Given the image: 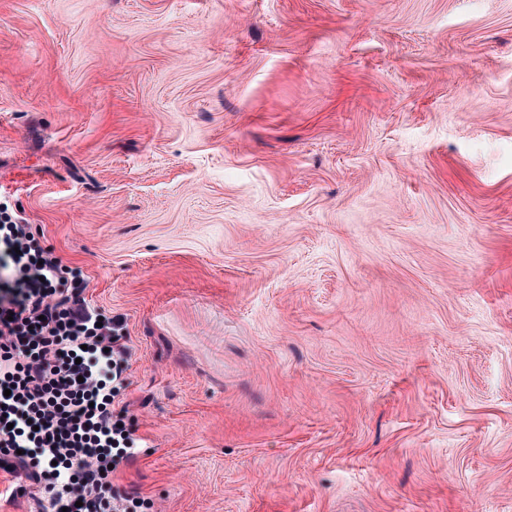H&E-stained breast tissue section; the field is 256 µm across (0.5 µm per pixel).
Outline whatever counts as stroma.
Returning a JSON list of instances; mask_svg holds the SVG:
<instances>
[{
	"mask_svg": "<svg viewBox=\"0 0 512 512\" xmlns=\"http://www.w3.org/2000/svg\"><path fill=\"white\" fill-rule=\"evenodd\" d=\"M0 200L131 348L154 512H512V0H0Z\"/></svg>",
	"mask_w": 512,
	"mask_h": 512,
	"instance_id": "obj_1",
	"label": "stroma"
}]
</instances>
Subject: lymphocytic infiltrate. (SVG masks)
Here are the masks:
<instances>
[{"instance_id": "obj_1", "label": "lymphocytic infiltrate", "mask_w": 512, "mask_h": 512, "mask_svg": "<svg viewBox=\"0 0 512 512\" xmlns=\"http://www.w3.org/2000/svg\"><path fill=\"white\" fill-rule=\"evenodd\" d=\"M85 287L0 206V466L42 486L49 512H150L112 499V466L140 446L114 409L130 354Z\"/></svg>"}]
</instances>
